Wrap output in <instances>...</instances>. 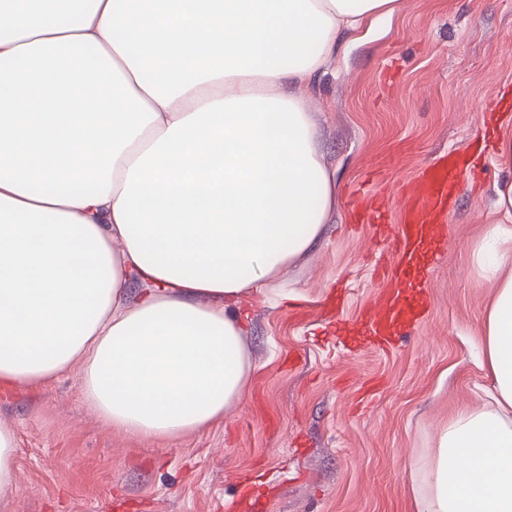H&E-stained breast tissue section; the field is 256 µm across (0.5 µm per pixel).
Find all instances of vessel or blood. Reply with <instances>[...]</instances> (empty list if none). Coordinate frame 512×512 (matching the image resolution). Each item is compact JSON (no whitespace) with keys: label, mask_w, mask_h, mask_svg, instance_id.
Here are the masks:
<instances>
[{"label":"vessel or blood","mask_w":512,"mask_h":512,"mask_svg":"<svg viewBox=\"0 0 512 512\" xmlns=\"http://www.w3.org/2000/svg\"><path fill=\"white\" fill-rule=\"evenodd\" d=\"M471 171L466 153L459 151L441 155L420 168L396 224L375 197H363L354 206L357 221L375 225L382 252L399 253L404 258L401 271L385 277L383 290L359 320L351 338L354 348L390 352L422 323L429 299L424 289L412 287L411 281L425 279L427 269L417 260L424 255L429 264L438 262L441 252L437 245L448 235L445 214Z\"/></svg>","instance_id":"vessel-or-blood-1"}]
</instances>
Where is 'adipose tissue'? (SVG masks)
Wrapping results in <instances>:
<instances>
[{"label": "adipose tissue", "instance_id": "obj_1", "mask_svg": "<svg viewBox=\"0 0 512 512\" xmlns=\"http://www.w3.org/2000/svg\"><path fill=\"white\" fill-rule=\"evenodd\" d=\"M399 8L0 0V394L76 369L119 433L222 422L249 390L243 306L336 207L309 85ZM473 259L491 386L441 428L415 512H512V225Z\"/></svg>", "mask_w": 512, "mask_h": 512}]
</instances>
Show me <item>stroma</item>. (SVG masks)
<instances>
[{
	"label": "stroma",
	"instance_id": "obj_1",
	"mask_svg": "<svg viewBox=\"0 0 512 512\" xmlns=\"http://www.w3.org/2000/svg\"><path fill=\"white\" fill-rule=\"evenodd\" d=\"M336 211L273 301L243 307L252 355L248 393L222 425L173 441L112 431L83 402L79 373L0 401L16 442L14 488L0 512H225L245 476L259 512H412L422 462L488 382L476 333L492 290L471 253L500 221L491 156L447 218L422 325L388 353L351 355L322 325L337 283L351 320L381 290L376 228L351 220L370 187L398 222L403 187L437 155L464 148L483 108L512 99V0H402L360 40H339L312 81Z\"/></svg>",
	"mask_w": 512,
	"mask_h": 512
}]
</instances>
